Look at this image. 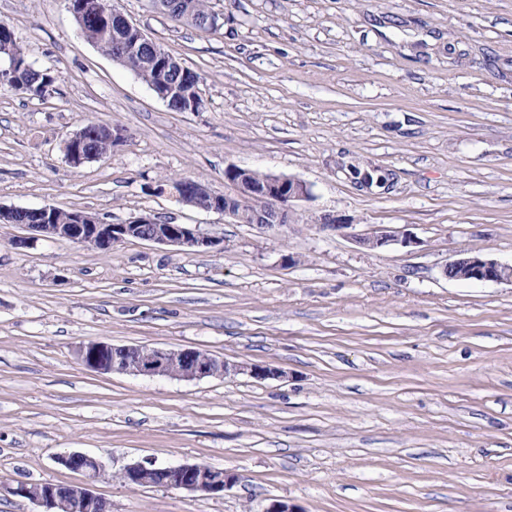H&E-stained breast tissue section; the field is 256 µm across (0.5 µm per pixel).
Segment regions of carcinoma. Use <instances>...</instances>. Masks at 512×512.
<instances>
[{
  "instance_id": "cac0c4a2",
  "label": "carcinoma",
  "mask_w": 512,
  "mask_h": 512,
  "mask_svg": "<svg viewBox=\"0 0 512 512\" xmlns=\"http://www.w3.org/2000/svg\"><path fill=\"white\" fill-rule=\"evenodd\" d=\"M79 17L76 22L79 31L88 42L92 43L103 54L109 56L118 64L132 71L148 86L156 88L157 93H163L167 102L175 106L193 104L194 111L202 112L205 103L202 96L193 92V87L199 85L200 77L188 69L181 71L177 68L163 69L161 57L165 51L153 49L137 41V31L132 29H113L109 27L104 15L115 8L114 0H73ZM160 10L166 12L176 21L186 23L195 28L199 27V19H215L217 15L209 9L208 0H169L161 4ZM0 50L3 55L11 58L15 64L14 71L0 81V90L17 89L36 96H44L53 86L56 77L47 70L34 68L28 61L23 48L17 43L9 25L0 22ZM87 126L95 133L91 148L95 154L105 158L112 154V135L103 130H97L94 122Z\"/></svg>"
}]
</instances>
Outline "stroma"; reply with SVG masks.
<instances>
[{
  "label": "stroma",
  "instance_id": "35a3bbf8",
  "mask_svg": "<svg viewBox=\"0 0 512 512\" xmlns=\"http://www.w3.org/2000/svg\"><path fill=\"white\" fill-rule=\"evenodd\" d=\"M117 5L199 74L205 110H171L81 36L66 0H0L57 77L43 97L0 91V207L146 215L224 248H18L0 224V512H32L17 483L82 481L56 461L75 451L104 461L94 490L112 512H512V285L442 275L471 249L512 264V0H209L207 31ZM88 119L126 139L74 169L63 140ZM229 166L312 196L261 229L157 190L188 178L221 195ZM326 213L352 228L322 227ZM383 226L417 245L358 246ZM88 341L280 376L96 373L77 355ZM146 459L240 479L219 498L118 481Z\"/></svg>",
  "mask_w": 512,
  "mask_h": 512
}]
</instances>
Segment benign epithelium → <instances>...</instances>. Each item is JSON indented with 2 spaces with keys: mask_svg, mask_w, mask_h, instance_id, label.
<instances>
[{
  "mask_svg": "<svg viewBox=\"0 0 512 512\" xmlns=\"http://www.w3.org/2000/svg\"><path fill=\"white\" fill-rule=\"evenodd\" d=\"M85 129L73 132L65 141L64 153L67 163L82 166L96 160L86 149ZM252 170L229 166L224 170L225 181L235 189L232 194H210L211 204L207 210L221 213L236 223L253 224L269 228L286 224L290 211L298 201L311 198L310 187L302 180L290 176L266 174L255 182ZM182 204H196L197 196L209 190L202 184L182 179L162 188ZM262 201L266 206L253 210L251 205ZM52 205L40 208H0V222L17 224L28 232L26 236L13 239L16 247H26L40 238H62L78 246L96 250H110L112 247L134 238L159 245L178 247L185 251L224 249L223 241L202 235L191 224L162 223L150 216H140L126 224H106L98 217L77 213L68 224H33L20 216L30 213L36 216L48 215ZM356 243L370 251L394 246L410 247L418 241L410 234L390 227L356 238ZM442 273L444 277L457 281L510 282L512 264L505 265L480 250H468L456 254L448 261ZM120 353L124 359L108 362L107 353ZM82 364L89 370L100 373H126L145 377H167L185 381L201 380L208 377H226L238 373H249L259 379L278 378L281 373L268 366L230 363L197 348H162L155 346H114L105 341L82 342L78 346ZM66 468L84 476V481L67 486L65 495L59 497L51 483L45 489L34 491L25 483L7 488V492L29 501L40 508V512H112V504L93 491V483L104 471V463L95 457L72 452L58 458ZM121 474L130 489L152 486L173 490L200 493L208 497H221L224 492L239 481V475L226 470L220 476L206 473L198 464L158 466L153 461H141L127 465Z\"/></svg>",
  "mask_w": 512,
  "mask_h": 512,
  "instance_id": "obj_1",
  "label": "benign epithelium"
}]
</instances>
